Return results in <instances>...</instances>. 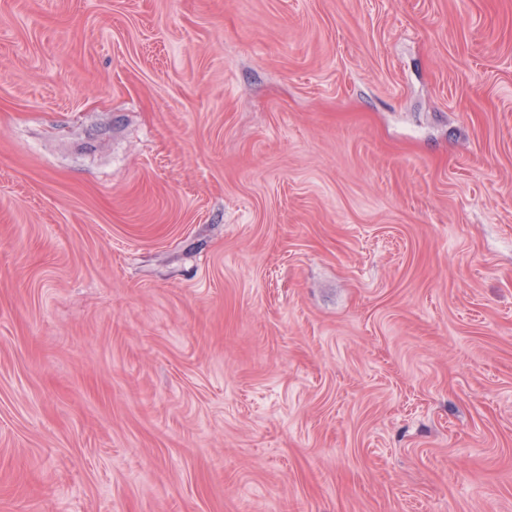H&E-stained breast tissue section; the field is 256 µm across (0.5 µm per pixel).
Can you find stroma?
Masks as SVG:
<instances>
[{
  "label": "stroma",
  "instance_id": "obj_1",
  "mask_svg": "<svg viewBox=\"0 0 512 512\" xmlns=\"http://www.w3.org/2000/svg\"><path fill=\"white\" fill-rule=\"evenodd\" d=\"M0 512H512V0H0Z\"/></svg>",
  "mask_w": 512,
  "mask_h": 512
}]
</instances>
